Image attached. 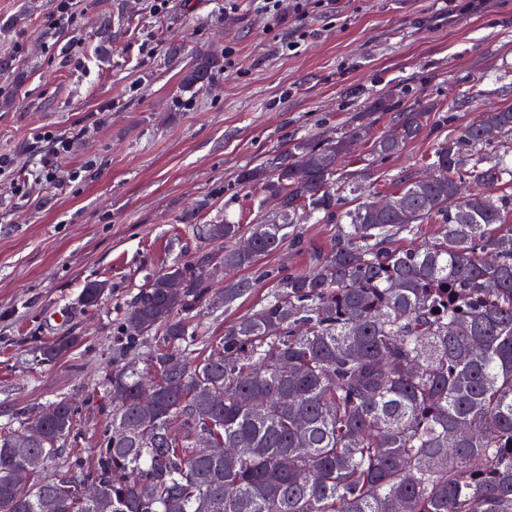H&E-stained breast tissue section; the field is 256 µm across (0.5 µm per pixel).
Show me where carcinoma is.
Returning <instances> with one entry per match:
<instances>
[{"label":"carcinoma","instance_id":"1","mask_svg":"<svg viewBox=\"0 0 512 512\" xmlns=\"http://www.w3.org/2000/svg\"><path fill=\"white\" fill-rule=\"evenodd\" d=\"M213 53L182 84L210 85ZM432 106L393 116L392 134L358 123L316 143L304 136L244 171L259 220L192 229L224 246L147 278L117 319L107 421L87 467L66 452L78 408L60 397L0 427V512H101L80 487L97 484L110 512H512V109H490L436 143L428 178L399 170L391 209L364 199L363 180L416 139ZM371 141L364 167L345 159ZM336 227L303 272L263 270L268 291L221 336L191 323L240 306L254 282L213 296L207 267L254 268L298 245L303 219ZM432 240L417 244L427 225ZM108 285L87 283L95 306ZM75 339L31 350L40 364ZM32 477L13 448L33 422ZM234 455L200 457L199 436Z\"/></svg>","mask_w":512,"mask_h":512}]
</instances>
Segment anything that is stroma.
I'll list each match as a JSON object with an SVG mask.
<instances>
[{"label": "stroma", "mask_w": 512, "mask_h": 512, "mask_svg": "<svg viewBox=\"0 0 512 512\" xmlns=\"http://www.w3.org/2000/svg\"><path fill=\"white\" fill-rule=\"evenodd\" d=\"M58 0H0V424L22 408L60 396L78 407L70 449L92 464L104 421L88 401L112 370L117 309L149 275L174 260L216 251L190 227L232 213L254 223L258 209L240 174L297 137L332 139L371 113L373 130L391 115L376 99L434 107L421 134L389 164L416 167L446 136L489 109L512 108V0H338L332 13L309 6L268 28L255 0H78L75 29L57 22ZM112 20L105 52L98 30ZM293 55L280 46L296 35ZM222 62L203 90L181 86L196 55ZM68 136L57 160L78 177L39 180L34 140ZM308 249L265 257V269H305L309 250L328 249L330 224L300 225ZM108 282L96 306L86 283ZM78 342L48 365L33 346Z\"/></svg>", "instance_id": "obj_1"}]
</instances>
